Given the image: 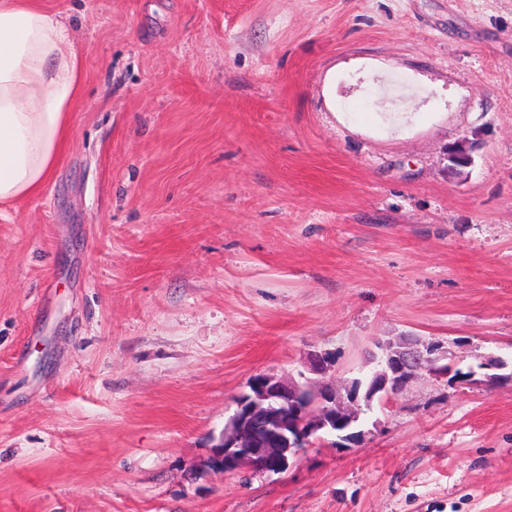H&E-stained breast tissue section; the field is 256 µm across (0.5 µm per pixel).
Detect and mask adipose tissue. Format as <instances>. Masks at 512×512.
Masks as SVG:
<instances>
[{"mask_svg": "<svg viewBox=\"0 0 512 512\" xmlns=\"http://www.w3.org/2000/svg\"><path fill=\"white\" fill-rule=\"evenodd\" d=\"M82 61L65 16L0 0V203L37 196L71 141Z\"/></svg>", "mask_w": 512, "mask_h": 512, "instance_id": "1", "label": "adipose tissue"}]
</instances>
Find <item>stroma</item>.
Here are the masks:
<instances>
[{"label": "stroma", "instance_id": "35a3bbf8", "mask_svg": "<svg viewBox=\"0 0 512 512\" xmlns=\"http://www.w3.org/2000/svg\"><path fill=\"white\" fill-rule=\"evenodd\" d=\"M44 3L83 94L0 205V512H512V380L480 373L207 467L314 353L338 384L400 336L512 366V0Z\"/></svg>", "mask_w": 512, "mask_h": 512}]
</instances>
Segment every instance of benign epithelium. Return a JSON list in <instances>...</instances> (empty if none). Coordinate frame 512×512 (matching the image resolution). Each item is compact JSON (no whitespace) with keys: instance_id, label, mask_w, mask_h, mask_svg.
Returning a JSON list of instances; mask_svg holds the SVG:
<instances>
[{"instance_id":"1","label":"benign epithelium","mask_w":512,"mask_h":512,"mask_svg":"<svg viewBox=\"0 0 512 512\" xmlns=\"http://www.w3.org/2000/svg\"><path fill=\"white\" fill-rule=\"evenodd\" d=\"M471 161L464 140L448 151V167L453 170ZM380 349L368 380L354 379L341 387L325 381L299 383L267 373L254 376L251 393L239 399L208 467L225 473L240 468L278 472L318 432L333 433L338 425L347 428L357 422L362 408L372 406L377 394L397 392L421 372L448 375V365L441 363L448 352L435 344L422 346L403 337L398 345L388 342ZM330 367L325 353L308 359L307 368L313 375H324Z\"/></svg>"}]
</instances>
